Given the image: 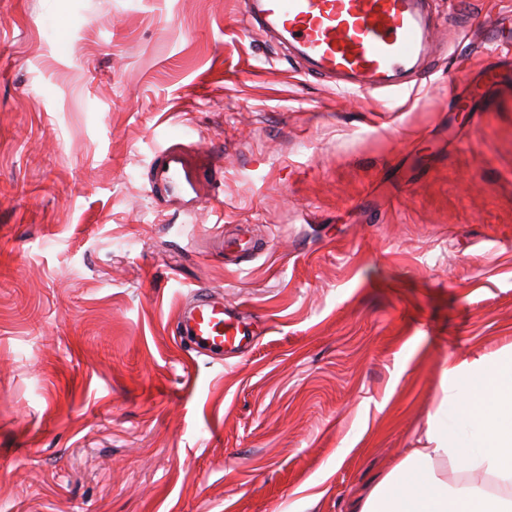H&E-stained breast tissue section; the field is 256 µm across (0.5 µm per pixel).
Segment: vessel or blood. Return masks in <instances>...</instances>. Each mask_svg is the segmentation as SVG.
Masks as SVG:
<instances>
[{"label": "vessel or blood", "instance_id": "obj_1", "mask_svg": "<svg viewBox=\"0 0 512 512\" xmlns=\"http://www.w3.org/2000/svg\"><path fill=\"white\" fill-rule=\"evenodd\" d=\"M427 0H244V31L260 29L287 48L305 76L339 90L370 95L403 90L432 69L439 31ZM216 167L198 169L176 149L164 152L148 177L151 193L201 202L202 183ZM182 335L198 349L238 353L252 340L245 314L223 298L199 291L178 316Z\"/></svg>", "mask_w": 512, "mask_h": 512}]
</instances>
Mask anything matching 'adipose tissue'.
<instances>
[{"label":"adipose tissue","instance_id":"ef3b65f1","mask_svg":"<svg viewBox=\"0 0 512 512\" xmlns=\"http://www.w3.org/2000/svg\"><path fill=\"white\" fill-rule=\"evenodd\" d=\"M442 397L423 435L356 505V512H512V496L490 493L482 474L512 486V350L449 363ZM454 465L467 479L439 473Z\"/></svg>","mask_w":512,"mask_h":512}]
</instances>
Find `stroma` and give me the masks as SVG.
Here are the masks:
<instances>
[{
    "label": "stroma",
    "mask_w": 512,
    "mask_h": 512,
    "mask_svg": "<svg viewBox=\"0 0 512 512\" xmlns=\"http://www.w3.org/2000/svg\"><path fill=\"white\" fill-rule=\"evenodd\" d=\"M472 3L385 101L241 0H0V512H353L444 364L512 346V0L494 55ZM170 147L221 165L198 210L149 192ZM198 289L251 349L175 334Z\"/></svg>",
    "instance_id": "stroma-1"
}]
</instances>
